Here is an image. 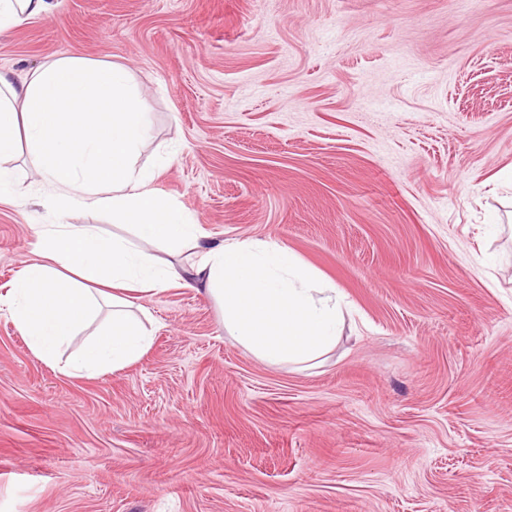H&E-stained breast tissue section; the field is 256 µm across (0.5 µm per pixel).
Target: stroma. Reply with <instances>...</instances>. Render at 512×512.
<instances>
[{
	"label": "stroma",
	"mask_w": 512,
	"mask_h": 512,
	"mask_svg": "<svg viewBox=\"0 0 512 512\" xmlns=\"http://www.w3.org/2000/svg\"><path fill=\"white\" fill-rule=\"evenodd\" d=\"M48 3L0 32V71L123 65L160 193L349 310L320 365H271L170 288L142 300L148 353L93 379L0 311V512H512V0ZM14 182L0 288L34 225L133 231Z\"/></svg>",
	"instance_id": "35a3bbf8"
}]
</instances>
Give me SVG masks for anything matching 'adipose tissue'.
Segmentation results:
<instances>
[{
    "mask_svg": "<svg viewBox=\"0 0 512 512\" xmlns=\"http://www.w3.org/2000/svg\"><path fill=\"white\" fill-rule=\"evenodd\" d=\"M152 114L122 65L61 57L23 79L0 72V201L13 196L20 142L47 187L50 210L95 208L130 224L133 236L90 224H43L37 258L6 293V310L35 358L68 377L129 368L154 338L138 300L167 288L214 298L224 327L271 365L310 364L336 344L345 301L334 285L278 243L212 239L197 217L162 198L156 170L139 163ZM189 250V265L158 258L154 247ZM110 319L78 349L72 339L102 306Z\"/></svg>",
    "mask_w": 512,
    "mask_h": 512,
    "instance_id": "obj_1",
    "label": "adipose tissue"
}]
</instances>
